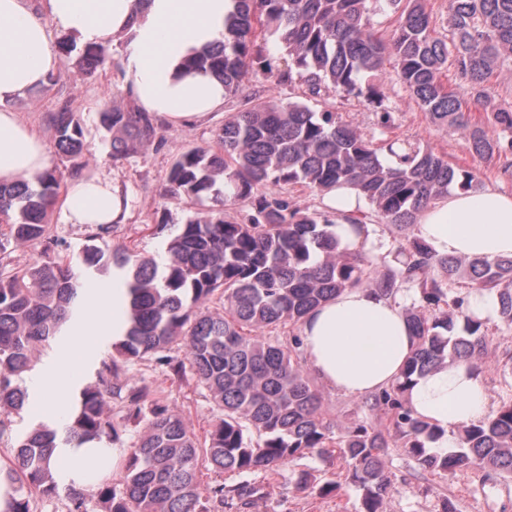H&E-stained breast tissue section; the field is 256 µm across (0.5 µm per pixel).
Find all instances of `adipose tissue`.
<instances>
[{
	"label": "adipose tissue",
	"mask_w": 512,
	"mask_h": 512,
	"mask_svg": "<svg viewBox=\"0 0 512 512\" xmlns=\"http://www.w3.org/2000/svg\"><path fill=\"white\" fill-rule=\"evenodd\" d=\"M235 0H0V181L43 171L49 155L44 141L12 105L46 83L59 58L52 35L77 37L81 45L105 46L115 34L131 30L122 64L140 105L172 125L199 121L224 103V85L204 72L179 75L191 52L222 41L224 21ZM129 203L109 179L73 181L65 198L67 224H121ZM415 233L440 256L490 260L512 256V195L494 188L451 191L425 208ZM125 274L113 270L112 282L93 288L83 309L67 326L72 336L123 338L129 328ZM310 369L330 387L361 398L390 386L416 350V339L399 303L370 288H349L311 312L301 327ZM72 374L68 362L33 385L36 405L58 411ZM406 398L416 417L438 432L433 445L454 448L458 432L486 418L490 399L484 378L459 361L413 376ZM61 485L89 488L99 473L118 471L128 451L91 441L60 444L56 450Z\"/></svg>",
	"instance_id": "adipose-tissue-1"
}]
</instances>
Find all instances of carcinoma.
Segmentation results:
<instances>
[{"mask_svg":"<svg viewBox=\"0 0 512 512\" xmlns=\"http://www.w3.org/2000/svg\"><path fill=\"white\" fill-rule=\"evenodd\" d=\"M397 15L387 39L374 27V2ZM224 41L183 62L224 83V97L245 96L246 108L224 120L206 146L181 152L171 164L166 194L195 206L169 229L165 259L158 263L128 247L105 253L86 246L73 259L54 253L48 214L64 178L87 167L80 118L67 108L53 115L55 148L65 168L46 169L11 184H0V253L15 241L46 242V260L25 269L0 266V409L23 407L26 392L9 376L30 368L35 342L61 335L75 316L84 274L110 266L127 275L131 327L102 362L97 381L71 397L72 421L40 425L16 446L4 479L13 488L5 512H31L30 499L57 493L51 458L59 443L118 436L119 423L104 416L105 397L125 392L123 421L144 420L146 429L123 464L120 484L98 479L94 489H69L67 512H222L247 505L261 494L248 480H219L202 487L201 468L218 475L269 471L305 454L337 455L346 481L360 492V512H383L388 490L382 456L389 439L419 467L454 473L473 466L512 475V396L477 424L459 430V450L428 447L433 427L414 417L405 400L411 377L458 360H479L487 347L484 320L467 312L470 286L493 294L497 317L512 326V257L437 256L418 237L371 255L341 247L328 216L295 207L285 185L299 184L324 194L343 184L355 187L385 224L412 227L421 210L458 189H479L470 169L443 155L398 138L381 145L336 113L309 101L330 92L362 99L378 109V127H391L392 112L381 91L386 61L397 79L427 112L431 122L465 132L477 157L512 155V109L491 112L498 129L490 136L463 110L462 96L487 102L486 83L498 65L512 64V0H448V34L433 24L424 0H235ZM285 51L286 66L273 69L268 37ZM103 47H88L74 64L95 71L107 62ZM453 66L462 93L441 81ZM262 72L275 87L300 80L303 99L286 103L246 94ZM101 126L110 134L112 161L135 158L158 138L160 120L138 108L105 109ZM247 208L230 220L227 203ZM374 288L393 300L417 289L421 304L403 309L417 340L401 376L364 406L383 422L375 430L354 421L336 430L325 421L319 392L298 361L302 339L272 343L256 331L302 325L323 302L348 288ZM218 299L224 314L196 312ZM462 330H457L458 319ZM181 349L184 357L163 356L173 376L191 373L224 411L204 441L183 419L144 387L112 385V377L146 356Z\"/></svg>","mask_w":512,"mask_h":512,"instance_id":"obj_1","label":"carcinoma"}]
</instances>
